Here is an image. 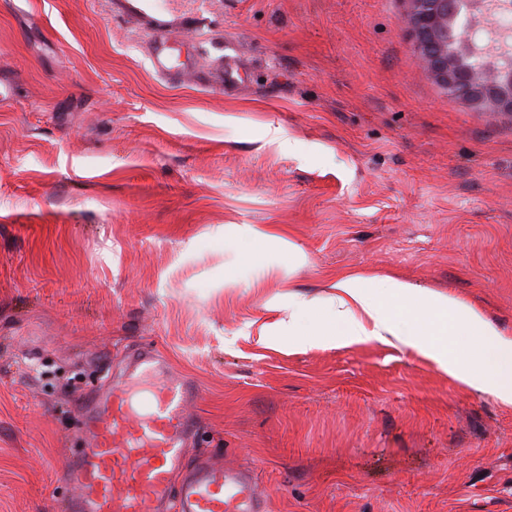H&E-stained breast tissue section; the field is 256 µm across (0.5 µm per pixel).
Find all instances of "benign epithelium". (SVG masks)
Listing matches in <instances>:
<instances>
[{
    "instance_id": "1",
    "label": "benign epithelium",
    "mask_w": 512,
    "mask_h": 512,
    "mask_svg": "<svg viewBox=\"0 0 512 512\" xmlns=\"http://www.w3.org/2000/svg\"><path fill=\"white\" fill-rule=\"evenodd\" d=\"M408 23L420 63L448 89L496 112H512V67L489 69L472 47L463 28L453 29L459 51L472 65L462 74L455 58L448 56V22L462 0H408Z\"/></svg>"
}]
</instances>
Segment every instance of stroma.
Here are the masks:
<instances>
[{"label": "stroma", "instance_id": "stroma-1", "mask_svg": "<svg viewBox=\"0 0 512 512\" xmlns=\"http://www.w3.org/2000/svg\"><path fill=\"white\" fill-rule=\"evenodd\" d=\"M406 7L175 0L207 79L173 83L114 0H0V512H62L79 402L147 343L198 386L188 460L251 469L266 512H512V406L395 340L262 334L349 269L512 337V112L449 97ZM228 224L303 266L241 263ZM226 236H228L241 262L252 263L260 261L262 253L257 249V246L261 242L271 244L277 250L288 246V255L293 257L295 263L301 260L298 248L290 241L287 242L274 234L259 232L250 224H228L224 227V238Z\"/></svg>", "mask_w": 512, "mask_h": 512}]
</instances>
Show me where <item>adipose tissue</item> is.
<instances>
[{"label":"adipose tissue","mask_w":512,"mask_h":512,"mask_svg":"<svg viewBox=\"0 0 512 512\" xmlns=\"http://www.w3.org/2000/svg\"><path fill=\"white\" fill-rule=\"evenodd\" d=\"M240 261H260L259 243L287 250L299 257L296 246L273 234L262 233L249 224L224 228ZM331 295L321 315L311 313V302L297 294L287 303L267 301L270 309L287 307L286 319L271 324L270 340L282 336H311L340 345L372 338L402 341L461 384L491 393L512 405V338L505 337L474 306L446 293L420 288L393 275L371 276L342 271L330 280ZM475 335L480 339L468 361L454 355L453 337Z\"/></svg>","instance_id":"adipose-tissue-1"}]
</instances>
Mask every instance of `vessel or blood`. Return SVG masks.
Listing matches in <instances>:
<instances>
[{"label": "vessel or blood", "mask_w": 512, "mask_h": 512, "mask_svg": "<svg viewBox=\"0 0 512 512\" xmlns=\"http://www.w3.org/2000/svg\"><path fill=\"white\" fill-rule=\"evenodd\" d=\"M130 11L153 30L155 71L170 72L177 18L143 0H133ZM196 396L189 379L163 374L155 347L139 348L128 369L81 411L89 444L68 465L74 494L65 512H264L249 470L209 458L185 470L196 432L188 406Z\"/></svg>", "instance_id": "1"}]
</instances>
